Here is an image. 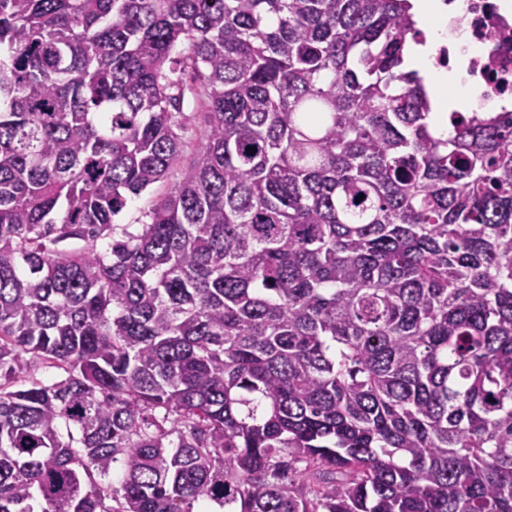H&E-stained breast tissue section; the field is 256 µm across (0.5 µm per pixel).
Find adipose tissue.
Wrapping results in <instances>:
<instances>
[{"label": "adipose tissue", "instance_id": "ef3b65f1", "mask_svg": "<svg viewBox=\"0 0 512 512\" xmlns=\"http://www.w3.org/2000/svg\"><path fill=\"white\" fill-rule=\"evenodd\" d=\"M419 26L425 34V45H411L408 50L407 67L417 71L425 83L437 88L434 101L432 125L441 133H449L450 127L445 115L457 108V99H464L471 108L482 107V88L478 81L467 72L465 55H458L450 69L436 67L434 54L437 47L448 39V21L451 8L441 0H412Z\"/></svg>", "mask_w": 512, "mask_h": 512}]
</instances>
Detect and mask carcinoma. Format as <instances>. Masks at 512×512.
<instances>
[{"mask_svg":"<svg viewBox=\"0 0 512 512\" xmlns=\"http://www.w3.org/2000/svg\"><path fill=\"white\" fill-rule=\"evenodd\" d=\"M420 34L0 0V512H512V111L436 136ZM186 71L201 157L131 231Z\"/></svg>","mask_w":512,"mask_h":512,"instance_id":"cac0c4a2","label":"carcinoma"}]
</instances>
